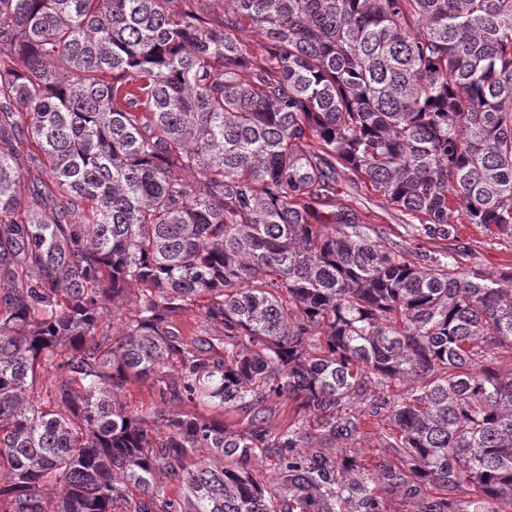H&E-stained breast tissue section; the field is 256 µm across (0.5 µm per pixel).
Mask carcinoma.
I'll return each mask as SVG.
<instances>
[{"label": "carcinoma", "instance_id": "1", "mask_svg": "<svg viewBox=\"0 0 512 512\" xmlns=\"http://www.w3.org/2000/svg\"><path fill=\"white\" fill-rule=\"evenodd\" d=\"M170 3L0 0V512H275L260 453L313 512L512 508V273L418 266L319 208L343 171L428 236L458 215L512 239V0H224L219 27ZM194 306L221 334L171 330ZM152 376L251 426L172 412L154 433L116 402ZM271 397L298 414L276 435ZM355 402L390 426L372 486L321 452L358 434ZM252 468L255 478L262 483L267 496L276 501L280 493V480L274 460L263 457L262 460L256 461Z\"/></svg>", "mask_w": 512, "mask_h": 512}]
</instances>
